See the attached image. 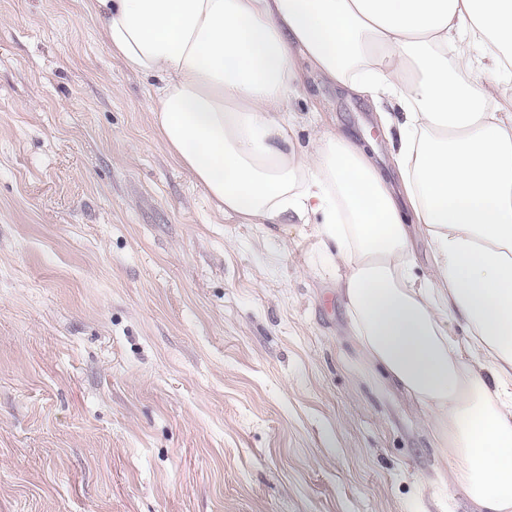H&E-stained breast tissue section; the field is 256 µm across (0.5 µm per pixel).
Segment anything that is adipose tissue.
Listing matches in <instances>:
<instances>
[{
	"mask_svg": "<svg viewBox=\"0 0 512 512\" xmlns=\"http://www.w3.org/2000/svg\"><path fill=\"white\" fill-rule=\"evenodd\" d=\"M169 153L244 224L318 223L354 337L477 512H512V0H87ZM380 114L297 141L300 62ZM431 246L419 277L415 239ZM463 322L459 344L448 332Z\"/></svg>",
	"mask_w": 512,
	"mask_h": 512,
	"instance_id": "ef3b65f1",
	"label": "adipose tissue"
}]
</instances>
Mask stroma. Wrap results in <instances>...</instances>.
<instances>
[{
    "label": "stroma",
    "mask_w": 512,
    "mask_h": 512,
    "mask_svg": "<svg viewBox=\"0 0 512 512\" xmlns=\"http://www.w3.org/2000/svg\"><path fill=\"white\" fill-rule=\"evenodd\" d=\"M291 108L396 179L370 101ZM325 253L211 207L86 0H0V512H472Z\"/></svg>",
    "instance_id": "1"
}]
</instances>
